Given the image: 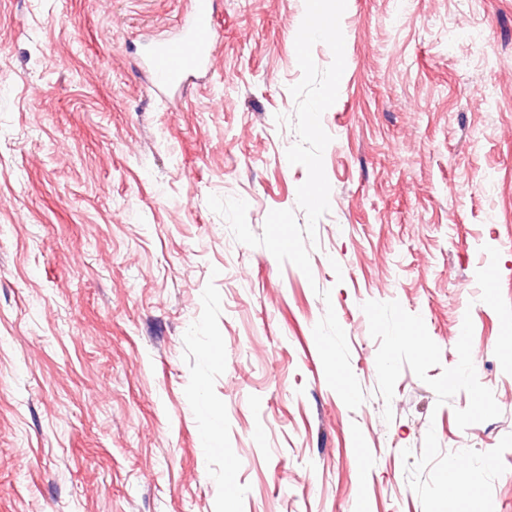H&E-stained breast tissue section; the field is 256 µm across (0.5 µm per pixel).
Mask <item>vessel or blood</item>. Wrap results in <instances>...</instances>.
Instances as JSON below:
<instances>
[{
    "label": "vessel or blood",
    "instance_id": "1",
    "mask_svg": "<svg viewBox=\"0 0 512 512\" xmlns=\"http://www.w3.org/2000/svg\"><path fill=\"white\" fill-rule=\"evenodd\" d=\"M215 0H191L188 15L179 21L176 39L154 47L149 68L155 85L181 86L206 68L216 53L212 25Z\"/></svg>",
    "mask_w": 512,
    "mask_h": 512
}]
</instances>
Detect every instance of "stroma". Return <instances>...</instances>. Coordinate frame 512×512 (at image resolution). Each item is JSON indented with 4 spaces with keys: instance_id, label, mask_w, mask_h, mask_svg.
<instances>
[{
    "instance_id": "stroma-1",
    "label": "stroma",
    "mask_w": 512,
    "mask_h": 512,
    "mask_svg": "<svg viewBox=\"0 0 512 512\" xmlns=\"http://www.w3.org/2000/svg\"><path fill=\"white\" fill-rule=\"evenodd\" d=\"M187 7L0 0V512H512V0H347L308 276L207 203L307 223L275 121L305 0H218L212 69L161 94Z\"/></svg>"
}]
</instances>
